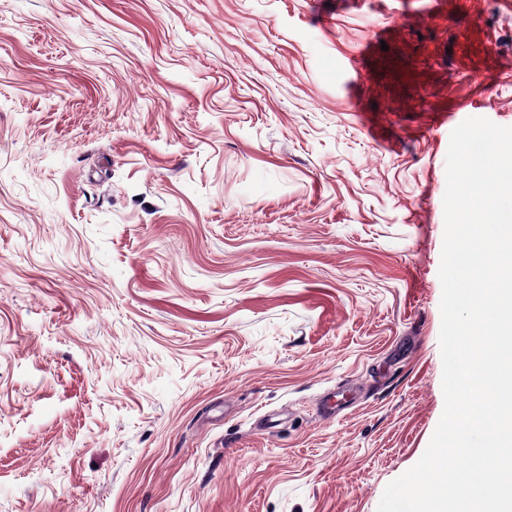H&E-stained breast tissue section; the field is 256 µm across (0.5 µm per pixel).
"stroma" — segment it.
<instances>
[{"mask_svg":"<svg viewBox=\"0 0 512 512\" xmlns=\"http://www.w3.org/2000/svg\"><path fill=\"white\" fill-rule=\"evenodd\" d=\"M470 117L512 0H0V512H377Z\"/></svg>","mask_w":512,"mask_h":512,"instance_id":"obj_1","label":"stroma"}]
</instances>
